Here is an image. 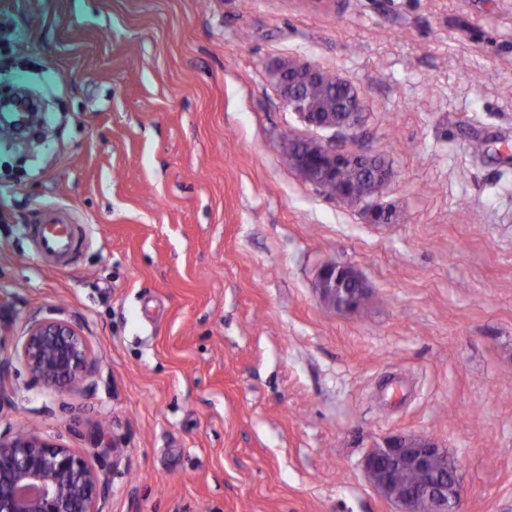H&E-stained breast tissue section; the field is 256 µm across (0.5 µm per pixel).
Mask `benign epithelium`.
<instances>
[{"mask_svg": "<svg viewBox=\"0 0 512 512\" xmlns=\"http://www.w3.org/2000/svg\"><path fill=\"white\" fill-rule=\"evenodd\" d=\"M321 74L323 69L318 64L290 58L276 61L271 69L283 104L307 126L330 132V136L316 139V152L294 170L304 181L338 197L346 194V189L338 184L337 171L367 162L363 154L346 150L342 140L358 137L364 125L351 128L339 124L335 114H320L302 101V84L318 80ZM380 197L378 193L362 205L374 220L385 222L388 214ZM347 281L356 285L348 293L342 289ZM317 288L323 304L342 314L358 310L367 295V286L359 273L338 262L319 266ZM16 361L47 387L75 388L90 376L95 356L80 318L34 314L13 351L0 352V403L5 399V380ZM382 457L392 464L425 469L431 462L448 461L452 457L448 449L424 436H392L383 445L367 450L363 470L367 481L391 503L395 512H421L424 501L430 512H460L459 460H454L450 475L436 477L415 492L386 480L379 466ZM111 492L109 472L76 449L34 432L0 436V512H109Z\"/></svg>", "mask_w": 512, "mask_h": 512, "instance_id": "1", "label": "benign epithelium"}]
</instances>
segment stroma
I'll use <instances>...</instances> for the list:
<instances>
[{
    "instance_id": "stroma-1",
    "label": "stroma",
    "mask_w": 512,
    "mask_h": 512,
    "mask_svg": "<svg viewBox=\"0 0 512 512\" xmlns=\"http://www.w3.org/2000/svg\"><path fill=\"white\" fill-rule=\"evenodd\" d=\"M283 58L357 89L387 222L283 164L312 134ZM18 86L49 110L0 130V349L76 314L96 372L15 365L1 435L116 442L110 512H394L364 454L426 435L462 512H512V0H0ZM50 210L85 230L69 261L36 245ZM325 261L368 283L356 313ZM354 283L357 288L346 294L340 288L345 282ZM317 288L323 304L338 313L350 314L358 310L367 295V286L359 273L347 264L324 262L317 272Z\"/></svg>"
}]
</instances>
